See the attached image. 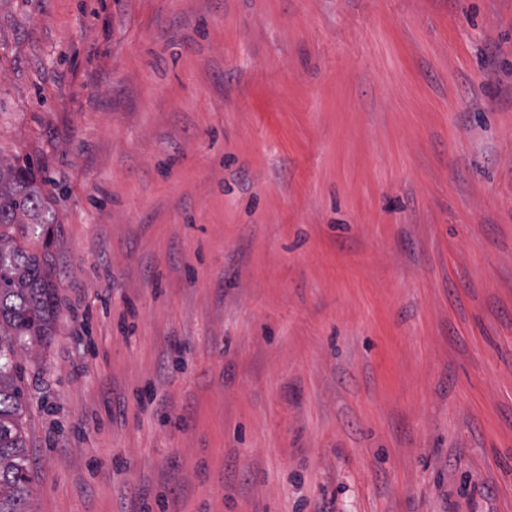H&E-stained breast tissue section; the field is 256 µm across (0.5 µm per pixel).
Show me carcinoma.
Segmentation results:
<instances>
[{
  "label": "carcinoma",
  "mask_w": 512,
  "mask_h": 512,
  "mask_svg": "<svg viewBox=\"0 0 512 512\" xmlns=\"http://www.w3.org/2000/svg\"><path fill=\"white\" fill-rule=\"evenodd\" d=\"M52 223L31 165L0 160V512H28L31 496L17 354L53 335L58 314L51 269L19 238Z\"/></svg>",
  "instance_id": "obj_1"
}]
</instances>
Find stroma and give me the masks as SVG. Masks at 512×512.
Returning a JSON list of instances; mask_svg holds the SVG:
<instances>
[{
  "mask_svg": "<svg viewBox=\"0 0 512 512\" xmlns=\"http://www.w3.org/2000/svg\"><path fill=\"white\" fill-rule=\"evenodd\" d=\"M0 157L31 512H512V0H0ZM28 224H54L31 165L0 158V512H28L31 496L20 351L52 336L58 305L43 253L21 245ZM24 232V233H23Z\"/></svg>",
  "mask_w": 512,
  "mask_h": 512,
  "instance_id": "stroma-1",
  "label": "stroma"
}]
</instances>
